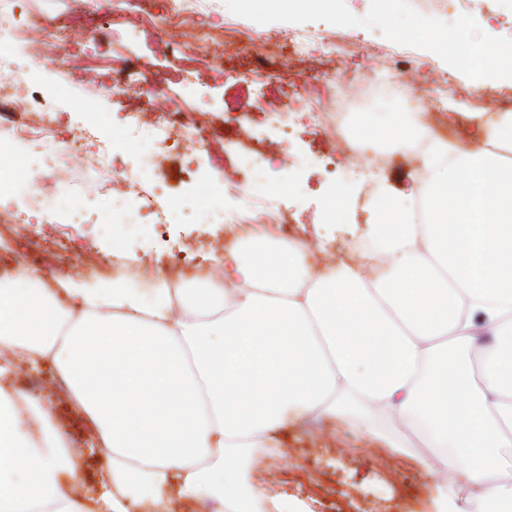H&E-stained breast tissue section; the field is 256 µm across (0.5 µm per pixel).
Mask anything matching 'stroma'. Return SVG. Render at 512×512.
Instances as JSON below:
<instances>
[{
    "label": "stroma",
    "instance_id": "obj_1",
    "mask_svg": "<svg viewBox=\"0 0 512 512\" xmlns=\"http://www.w3.org/2000/svg\"><path fill=\"white\" fill-rule=\"evenodd\" d=\"M374 9L373 0H354L349 6L351 17L357 22L354 32L359 43L372 45L397 40L407 43L424 79L447 73L454 93L443 99L442 106L457 115L458 121L452 128L438 131L437 137L460 148H470L475 126L464 120L463 115L472 111L477 95L492 92L491 87L475 83V69L481 65L488 48L512 46V0H474L472 24L468 27L453 21L446 0H400L392 20L398 23L411 19L417 23L416 28L401 36L366 23V16ZM327 21L324 12L300 8L288 13L260 6L241 15L238 28L269 37L266 58L272 61L286 51L283 36L291 32H314ZM443 44L459 47L469 57V66L452 64L439 50ZM15 58L23 70L30 100L54 96L58 110L67 113L72 125L94 126L99 139L121 150L129 169L151 178L170 205H177L199 194L203 187L212 186L204 155L189 158L174 154L162 169H155L149 153L130 141L126 121L113 110L111 102L100 103L99 110L106 116L102 122L79 109L78 104L85 100L87 92L80 84L77 70L61 65L30 64L20 49L16 50ZM247 69L245 58L225 55L223 72L208 73L201 84L183 86L182 94L206 111L215 110L225 98L284 99L290 94L291 88L284 80L268 78L261 83H234L223 77L224 71L243 73ZM251 118L249 132L254 145L275 159L261 180L271 186L272 202L292 219L289 238H312V224L319 219L325 199L337 187L356 189L362 183L375 181L380 174L389 183L404 187L418 184L421 179L420 170L407 164L402 151L384 139L378 141L377 147L393 155L394 162L383 173L361 168L359 160L340 157L336 160L335 175H327L326 155L308 113L293 112L278 117L255 112ZM75 203L83 207L84 223L74 224L69 219L68 208ZM356 203L353 197L347 201L345 221L350 228L338 233L332 241L331 250L336 255L363 247L358 228L371 222L376 208L370 205L360 209ZM43 211L54 218L67 236L65 247L58 249L57 254L73 279L87 277L79 262L81 253L90 244L104 254L117 249L137 256L143 264L156 269L158 278H168L170 260L157 246L152 218L136 217L130 203L113 204L111 198L97 193L91 182L81 180L65 186L59 194L45 200ZM201 218L197 211L171 218L164 231L171 242H194L196 261L202 265L212 258L217 240L224 237V227L202 223ZM8 382L29 389L34 400L49 409L54 425L69 439L78 465L73 493L81 497L98 490L106 476L107 460L102 452H89L90 427L57 388L53 371L47 368L33 372L21 366ZM279 439V448L264 457L250 473L251 481L258 487L306 498L313 512H426L428 508L433 481L423 474L415 459L384 448L376 439L353 432L340 421L293 423L281 431Z\"/></svg>",
    "mask_w": 512,
    "mask_h": 512
}]
</instances>
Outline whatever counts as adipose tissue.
I'll return each instance as SVG.
<instances>
[{"instance_id": "ef3b65f1", "label": "adipose tissue", "mask_w": 512, "mask_h": 512, "mask_svg": "<svg viewBox=\"0 0 512 512\" xmlns=\"http://www.w3.org/2000/svg\"><path fill=\"white\" fill-rule=\"evenodd\" d=\"M490 131L469 150L419 122L360 128L400 148L427 140L425 178L379 182L359 261L317 275L297 240L224 253V284L143 289L124 281L43 287L0 281V512H131L219 501L224 512H311L251 485L280 430L334 418L416 458L437 481L432 512H463L461 486L512 512V113H471ZM389 264L375 278L364 267ZM183 314L173 318V300ZM51 368L111 469L73 498L75 458L47 413L33 435L5 386Z\"/></svg>"}]
</instances>
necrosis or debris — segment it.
<instances>
[{
    "instance_id": "4bbe7bcc",
    "label": "necrosis or debris",
    "mask_w": 512,
    "mask_h": 512,
    "mask_svg": "<svg viewBox=\"0 0 512 512\" xmlns=\"http://www.w3.org/2000/svg\"><path fill=\"white\" fill-rule=\"evenodd\" d=\"M25 0H0V144L16 139L32 141L57 140L58 147L44 157L49 171L48 178L29 188L25 193L30 211H40L45 196L54 193L58 186L75 181L79 176L95 174L106 185L115 199L135 200L138 209L162 214L163 198L157 188L141 175L127 170L122 154L108 144L90 146V131L64 127L59 112L49 104L34 107L21 105L24 81L18 69L9 60L16 46H23L29 59L38 62L69 61L79 70L83 83L91 92V101L109 96L113 105H123L129 86L139 90L140 107L127 117L130 138L147 136L146 148L156 161L167 159L172 151L185 153L205 152L209 164L225 190L239 191L248 184L241 177L240 167L227 157L224 147V129L213 120L212 113L194 112L175 106L180 87L201 72L212 69L211 49L224 48L225 32L234 30V14L225 15L223 21L205 24L199 19V0H168L169 8L156 31L158 55L172 59L174 66L164 79H157L148 63L128 66L112 72L111 81H104L94 60L98 50L105 46L137 45L147 32L141 23L145 0H113L104 20L90 28L91 50L83 56L64 58L60 34L77 28L79 21L89 19L90 10L69 0L66 9L45 18L28 16L21 7ZM290 50L283 57L282 72H289L296 63H306L303 83L293 93L300 109L314 112L315 128L326 138L330 154L347 155L353 152L352 142L340 133L342 112L336 97L322 98L320 87L327 77L320 72L317 62L330 59L336 52L353 45L350 27L343 22L325 34H294L289 38ZM368 60L359 72L352 88L356 95H363L377 82L380 73L405 90L402 107L405 111L419 113L423 120L433 114L426 101L432 88L423 86L417 78L416 67L400 62L399 48L381 43L365 48ZM230 243H238L258 236L261 228L273 226L284 232L288 222L283 212L274 210L270 201H263L251 210L225 216ZM161 247L167 248L171 257L172 276L168 282L173 291L191 284L206 282L215 286L224 283V265L213 261L208 266L194 264V250L188 243L170 246L166 237H159Z\"/></svg>"
}]
</instances>
